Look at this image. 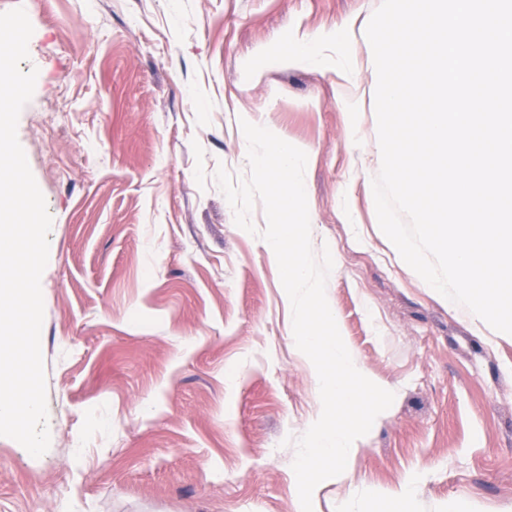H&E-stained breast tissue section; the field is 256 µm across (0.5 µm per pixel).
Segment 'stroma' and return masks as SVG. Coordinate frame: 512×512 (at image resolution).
<instances>
[{
  "label": "stroma",
  "instance_id": "obj_1",
  "mask_svg": "<svg viewBox=\"0 0 512 512\" xmlns=\"http://www.w3.org/2000/svg\"><path fill=\"white\" fill-rule=\"evenodd\" d=\"M381 0H0L33 26L17 134L53 218L42 274L49 450L0 436V512H301L288 437L321 404L277 263L214 175L247 177L241 118L310 155L326 297L370 380L394 392L313 512H512V335L430 288L375 221L377 119L349 137L335 68L244 65L287 31Z\"/></svg>",
  "mask_w": 512,
  "mask_h": 512
}]
</instances>
